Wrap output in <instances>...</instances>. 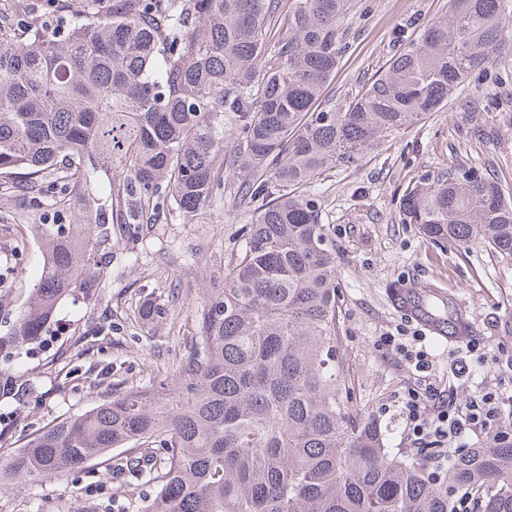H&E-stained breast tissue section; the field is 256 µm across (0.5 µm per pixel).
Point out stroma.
<instances>
[{
	"instance_id": "obj_1",
	"label": "stroma",
	"mask_w": 512,
	"mask_h": 512,
	"mask_svg": "<svg viewBox=\"0 0 512 512\" xmlns=\"http://www.w3.org/2000/svg\"><path fill=\"white\" fill-rule=\"evenodd\" d=\"M447 0H354L344 21L348 47L326 92L327 105L367 83L393 54L400 37H418ZM68 17L52 0H0V19L15 31L31 22L55 30ZM454 166L493 176L512 192V50L498 53L484 72L466 81L460 95L441 111L383 138L351 164L328 170L314 184L323 223L333 228L342 353L353 384V400L379 418L386 443L412 452L400 413L409 391L426 405L448 398L467 403L481 390L512 391V259L480 246L462 251L420 234L400 221L398 199L409 183ZM227 182L223 203L197 216L174 213L144 225L127 239L113 230L109 261L100 274L98 301L65 299L43 346L25 357L42 395L29 406L0 405V429L7 431L0 456H8L42 426L92 407L96 394L68 385L73 372L95 375L112 364L120 377L138 380L148 367L166 368L186 357L202 293L219 281L241 242L249 209L237 202ZM19 198L0 192V335L10 333L38 281L43 254L31 224L17 220ZM434 289L441 315L465 310L478 356L458 376V344L427 336L433 367L419 376L385 347L379 337L418 328L394 301L397 285ZM166 301L170 316L156 324L141 312L152 300ZM99 484L113 512H134L107 459L88 463L62 481L19 479L0 488V512H96L89 489Z\"/></svg>"
}]
</instances>
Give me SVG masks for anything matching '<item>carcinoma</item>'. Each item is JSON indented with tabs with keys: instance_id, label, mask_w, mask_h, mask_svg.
Returning a JSON list of instances; mask_svg holds the SVG:
<instances>
[{
	"instance_id": "cac0c4a2",
	"label": "carcinoma",
	"mask_w": 512,
	"mask_h": 512,
	"mask_svg": "<svg viewBox=\"0 0 512 512\" xmlns=\"http://www.w3.org/2000/svg\"><path fill=\"white\" fill-rule=\"evenodd\" d=\"M74 2L50 35L0 26V177H25L21 208L41 212L46 255L0 336V401L40 398L17 356L42 342L62 299L98 294L112 225L133 239L224 200L227 153L251 223L172 373L89 381L105 394L1 461L0 487L61 480L120 448L112 475L132 494L154 487L138 512H455L468 492L477 512H512L507 436L458 450L439 480L433 452H393L351 404L332 228L308 193L512 48V0H448L339 108L321 99L352 0H288L273 44L281 0ZM399 215L433 241L512 258V194L472 167L420 178ZM167 315L163 302L144 308Z\"/></svg>"
}]
</instances>
